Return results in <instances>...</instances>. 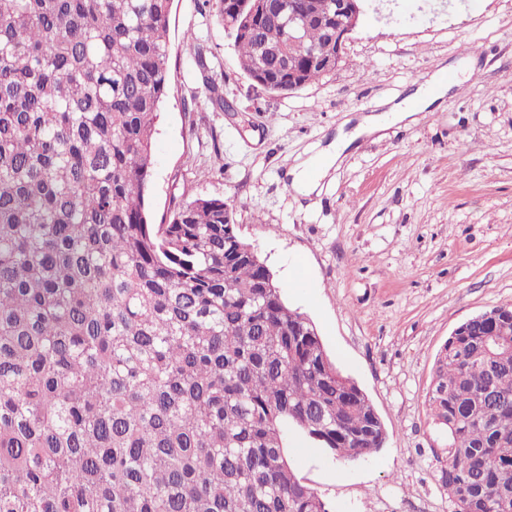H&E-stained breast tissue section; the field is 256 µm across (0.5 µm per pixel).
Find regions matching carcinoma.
<instances>
[{"label": "carcinoma", "instance_id": "1", "mask_svg": "<svg viewBox=\"0 0 512 512\" xmlns=\"http://www.w3.org/2000/svg\"><path fill=\"white\" fill-rule=\"evenodd\" d=\"M172 2L0 0V512H330L292 439L347 461L386 441L224 200L150 220ZM219 2L265 90L325 76L333 0ZM503 316L433 366L462 512H512Z\"/></svg>", "mask_w": 512, "mask_h": 512}]
</instances>
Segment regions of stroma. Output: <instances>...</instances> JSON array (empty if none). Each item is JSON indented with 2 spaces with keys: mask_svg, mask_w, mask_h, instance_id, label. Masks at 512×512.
Returning a JSON list of instances; mask_svg holds the SVG:
<instances>
[{
  "mask_svg": "<svg viewBox=\"0 0 512 512\" xmlns=\"http://www.w3.org/2000/svg\"><path fill=\"white\" fill-rule=\"evenodd\" d=\"M218 8L173 2L152 219L184 192L223 199L284 300L371 399L387 433L379 452L339 461L321 448L288 450L331 512H455L447 438L427 393L453 330L512 305V0H366L343 62L284 96L245 75ZM467 57L475 76L439 107L360 138L321 192L292 187L298 158L346 119L383 112ZM207 76L234 111L211 99Z\"/></svg>",
  "mask_w": 512,
  "mask_h": 512,
  "instance_id": "35a3bbf8",
  "label": "stroma"
}]
</instances>
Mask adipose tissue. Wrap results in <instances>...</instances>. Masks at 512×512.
<instances>
[{
    "label": "adipose tissue",
    "instance_id": "ef3b65f1",
    "mask_svg": "<svg viewBox=\"0 0 512 512\" xmlns=\"http://www.w3.org/2000/svg\"><path fill=\"white\" fill-rule=\"evenodd\" d=\"M383 129L382 117L371 114L362 116L352 133L339 134L329 149L294 167L291 171L293 185L305 192H314L320 180L360 137L373 135Z\"/></svg>",
    "mask_w": 512,
    "mask_h": 512
}]
</instances>
